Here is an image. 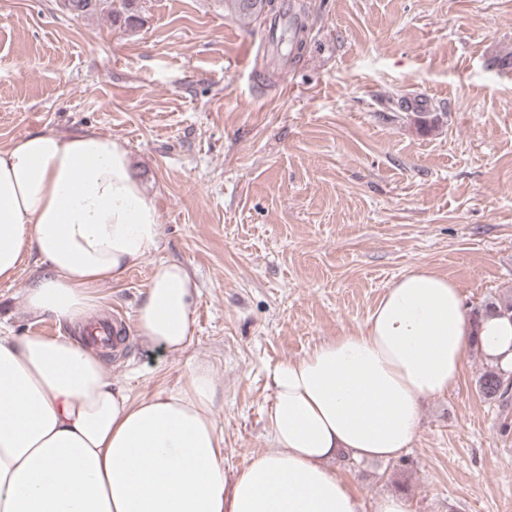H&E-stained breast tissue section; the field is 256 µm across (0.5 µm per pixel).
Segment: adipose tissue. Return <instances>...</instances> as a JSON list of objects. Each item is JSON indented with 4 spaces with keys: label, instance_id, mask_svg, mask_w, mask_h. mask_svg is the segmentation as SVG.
Returning <instances> with one entry per match:
<instances>
[{
    "label": "adipose tissue",
    "instance_id": "1",
    "mask_svg": "<svg viewBox=\"0 0 512 512\" xmlns=\"http://www.w3.org/2000/svg\"><path fill=\"white\" fill-rule=\"evenodd\" d=\"M161 236L124 141L44 130L0 149V282L38 258L32 316L89 323L93 288L122 281ZM197 294L183 265L157 263L137 336L186 351ZM474 347L512 373V317L472 320L447 277L409 271L363 330L270 369L273 447L237 471L224 462L207 364L178 389L134 400L88 343L0 331V512H365L329 460L406 452L421 402L456 384Z\"/></svg>",
    "mask_w": 512,
    "mask_h": 512
}]
</instances>
